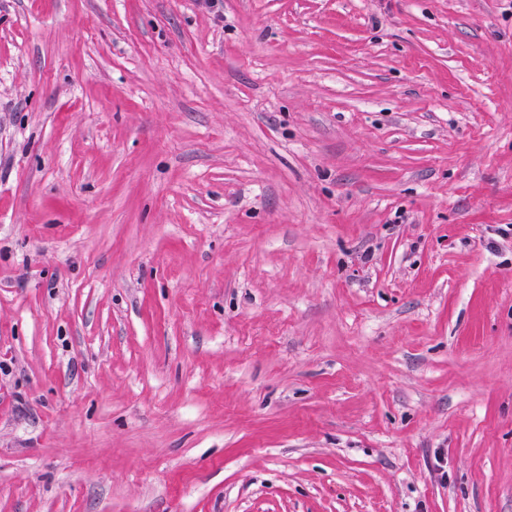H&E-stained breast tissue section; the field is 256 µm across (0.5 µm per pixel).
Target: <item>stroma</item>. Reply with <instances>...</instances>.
Listing matches in <instances>:
<instances>
[{
  "instance_id": "obj_1",
  "label": "stroma",
  "mask_w": 512,
  "mask_h": 512,
  "mask_svg": "<svg viewBox=\"0 0 512 512\" xmlns=\"http://www.w3.org/2000/svg\"><path fill=\"white\" fill-rule=\"evenodd\" d=\"M512 0H0V512H512Z\"/></svg>"
}]
</instances>
